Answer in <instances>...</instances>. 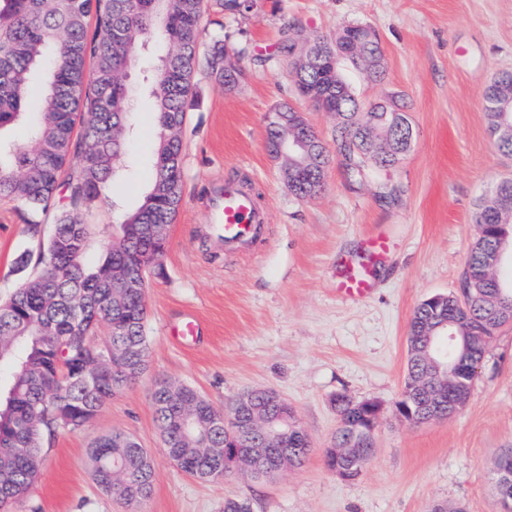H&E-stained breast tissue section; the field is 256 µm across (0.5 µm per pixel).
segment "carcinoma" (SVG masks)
Returning <instances> with one entry per match:
<instances>
[{"label":"carcinoma","mask_w":512,"mask_h":512,"mask_svg":"<svg viewBox=\"0 0 512 512\" xmlns=\"http://www.w3.org/2000/svg\"><path fill=\"white\" fill-rule=\"evenodd\" d=\"M208 0H0V198L10 199L36 214L54 210V232L40 257L36 275L0 303V383L8 396L0 403V512L33 487L42 463L45 432L77 430L95 417L114 393L139 378L138 357L147 354L144 305L146 274L164 275L165 246L130 232L109 249L94 268L81 262L90 225L84 211L112 187L111 176L124 154L125 112L140 94L134 84L113 81L112 72H128L149 39L165 52L146 75L152 112L157 122L153 178L143 205L127 224H171L182 202V143L172 136L183 125L194 97L193 76L202 44V19ZM293 26L279 43L278 56L293 64ZM224 41L216 39L206 63L211 75L226 86L236 83L224 73ZM304 82L335 105L341 119L334 128L336 155L344 157L347 176L358 181L395 167L405 156L394 132L377 146L372 131L392 126L396 102L377 103L359 111L354 94L336 87V79L317 68ZM21 131L26 145L18 144ZM312 162L293 194L311 198L322 191L330 155L315 131ZM168 191L157 192L159 183ZM499 195L480 199L475 215L474 245L466 269H478L495 252L499 238L512 225L504 213L512 204V180L496 185ZM123 266L139 290L114 288L107 281L112 267ZM504 281L464 277L478 302L471 308L476 330L507 323L495 317L498 289ZM453 319V308L424 301L416 309L408 333L419 324ZM109 343H121L138 356L120 371L95 375L109 349H94L88 337L100 330ZM407 377L432 382L427 365L408 358ZM184 399L196 400L201 421L222 417L197 390L184 386ZM160 430L174 433V420L185 414L184 403L168 394L159 380L152 393ZM337 447L354 448L360 434L347 427L336 431ZM185 473L211 481L234 472L233 454L218 457L186 449H166ZM93 476L113 492V470L127 479L119 498L130 512H142L153 488L151 457L132 437L114 431L89 450Z\"/></svg>","instance_id":"obj_1"}]
</instances>
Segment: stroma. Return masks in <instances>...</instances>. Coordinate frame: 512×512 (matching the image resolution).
Returning a JSON list of instances; mask_svg holds the SVG:
<instances>
[{
	"label": "stroma",
	"mask_w": 512,
	"mask_h": 512,
	"mask_svg": "<svg viewBox=\"0 0 512 512\" xmlns=\"http://www.w3.org/2000/svg\"><path fill=\"white\" fill-rule=\"evenodd\" d=\"M248 17L211 0L204 41L221 36L243 78L234 89L205 65L194 73L195 98L181 130L183 199L168 234L163 277L149 278V369L117 392L78 430L45 435L42 471L14 512H128L95 483L87 453L119 430L147 448L153 491L144 512H224L244 498L251 512H500L493 463L512 448V324L489 342L465 407L426 425L398 420L406 336L417 305L457 292L476 237L473 213L493 185L512 177V160L489 134L483 92L494 73L512 70V0H257ZM299 34L335 39L352 23L371 25L385 49L386 71L368 81L349 61L342 74L370 105L402 99L414 128L411 149L383 181L349 182L332 161L323 190L301 199L287 187L265 148L266 115L289 102L330 139L334 114L300 98L289 67L273 54L285 24ZM256 54L268 56L254 64ZM156 121L149 101L131 114L123 171L105 199L85 214L91 234L83 262L94 266L117 242L119 220L140 206L153 176ZM248 185L267 214L260 237L224 249L207 211L225 181ZM389 192H382V185ZM39 220V236L28 223ZM54 212L40 215L0 200V299L39 269ZM388 249L371 264L376 286L363 299L336 292L337 262L359 259L367 241ZM28 255L27 267L16 263ZM194 317L198 333L183 346L171 331ZM187 383L220 411L242 394L276 390L294 410L314 451L301 467L255 480L234 474L204 482L166 455L151 395L155 383ZM346 395L381 406L373 457L346 481L324 465L335 437L334 400Z\"/></svg>",
	"instance_id": "1"
}]
</instances>
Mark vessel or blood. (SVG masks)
<instances>
[{"mask_svg": "<svg viewBox=\"0 0 512 512\" xmlns=\"http://www.w3.org/2000/svg\"><path fill=\"white\" fill-rule=\"evenodd\" d=\"M212 223L221 225L224 233V248L233 251L237 245L251 237L258 224L266 220L251 189L237 181H226L224 192L209 213ZM373 287L368 274L346 269L338 288L347 298L367 296Z\"/></svg>", "mask_w": 512, "mask_h": 512, "instance_id": "obj_1", "label": "vessel or blood"}]
</instances>
